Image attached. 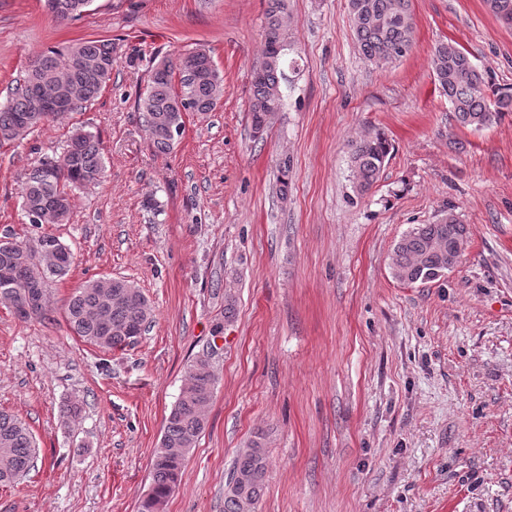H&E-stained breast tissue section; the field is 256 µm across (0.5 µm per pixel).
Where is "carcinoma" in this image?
Wrapping results in <instances>:
<instances>
[{"instance_id": "carcinoma-1", "label": "carcinoma", "mask_w": 512, "mask_h": 512, "mask_svg": "<svg viewBox=\"0 0 512 512\" xmlns=\"http://www.w3.org/2000/svg\"><path fill=\"white\" fill-rule=\"evenodd\" d=\"M497 20L512 27V0H484ZM49 12L60 21L87 11L89 0H46ZM352 29L362 56L377 65L405 57L413 46L414 21L411 0H349ZM286 0H267L265 48L261 63L251 75L249 112L253 131L267 129L272 114L283 106L280 79L287 49ZM112 42L84 39L64 52L50 50L31 62L16 81L11 96L0 105V146L19 143L38 127L63 111L47 112L35 97L53 83L72 88L76 112L95 101L112 77ZM431 66L457 123L479 129L512 113V88L492 83L456 43L434 46ZM180 90H175L173 78ZM224 96V78L196 77L178 54L168 67L153 68L147 90L138 101L143 122L158 154L174 146L168 126L180 119L179 103L187 100L195 112H211ZM389 154L382 133L366 136L351 145L354 192L362 196L377 181ZM104 173L97 134L76 130L64 154L44 158L25 173L21 187L22 210L36 229L65 224L75 207L74 191L96 185ZM469 238L453 209L434 224H420L395 244L392 277L403 284L433 282L453 269L456 246ZM68 247L51 234L29 240L0 237V294L8 292L14 314L26 320L41 319L48 311L47 284L64 276L71 263L60 265L46 248ZM40 296V308L31 316L22 312L28 288ZM71 332L88 345L112 350L128 345L131 330H143L151 322V307L144 293L131 281L112 276L88 280L72 293L66 307ZM187 383L165 421L160 448L151 460L150 484L142 494L138 512H164L168 498L178 487L186 458L207 424L206 408L214 397L218 376L213 350L197 355L187 368ZM38 448L28 425L7 411H0V486H8L35 468ZM263 444L254 440L237 458L224 492V512H254L263 494L267 471Z\"/></svg>"}]
</instances>
